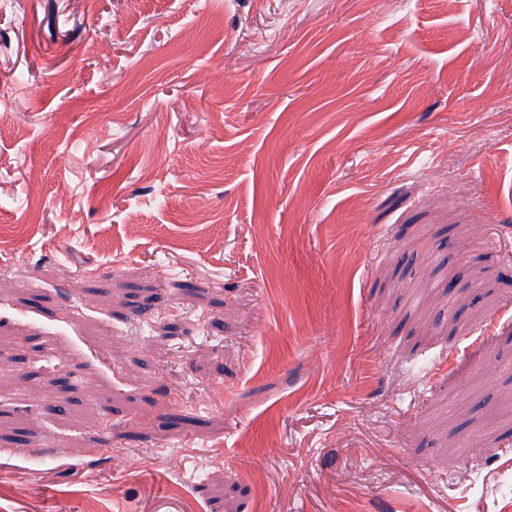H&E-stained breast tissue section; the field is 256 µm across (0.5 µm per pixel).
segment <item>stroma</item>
I'll list each match as a JSON object with an SVG mask.
<instances>
[{
    "mask_svg": "<svg viewBox=\"0 0 512 512\" xmlns=\"http://www.w3.org/2000/svg\"><path fill=\"white\" fill-rule=\"evenodd\" d=\"M2 112L0 512H512V0H0Z\"/></svg>",
    "mask_w": 512,
    "mask_h": 512,
    "instance_id": "stroma-1",
    "label": "stroma"
}]
</instances>
